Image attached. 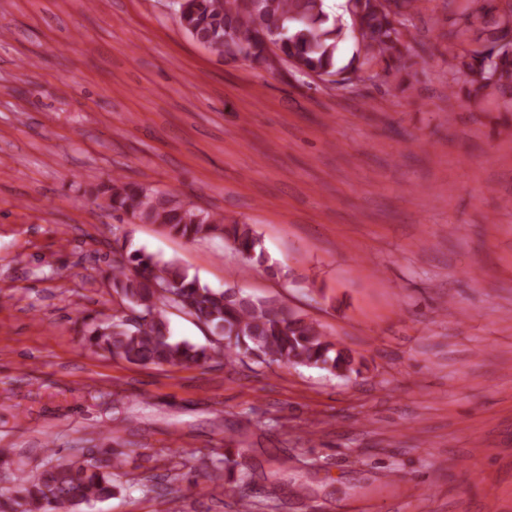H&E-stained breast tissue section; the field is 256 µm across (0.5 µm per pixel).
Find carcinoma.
I'll return each instance as SVG.
<instances>
[{"mask_svg":"<svg viewBox=\"0 0 512 512\" xmlns=\"http://www.w3.org/2000/svg\"><path fill=\"white\" fill-rule=\"evenodd\" d=\"M183 30L206 48L229 59L243 58L273 67L267 41L293 62L296 72L314 74L328 84L364 80L371 65L401 58L402 48L415 39L410 29L419 0H364L359 35L353 36L343 16L326 10L325 0H179ZM512 0H465L462 17L483 20L471 47L467 30L448 29V42L460 44L449 66V95L454 87L477 101L512 96ZM352 40L355 50L342 63L339 47ZM118 215L145 224H159L169 233L195 240L219 237L235 250L264 264L261 241L248 224H226L224 215L205 211L143 185L115 176L96 189ZM112 261V290L126 308L138 313L96 325L87 344L114 358L140 365H189L222 359L232 362L250 355L262 362L320 367L338 377L360 373L349 350L322 327L276 303L228 287L214 290L174 261L126 245ZM176 310L219 330L215 343L196 345L175 339L168 313ZM124 453L106 451L86 459L75 449L68 456L49 452L33 469L0 452V467L13 470L16 488L0 493V512H81L82 506L109 500L123 476Z\"/></svg>","mask_w":512,"mask_h":512,"instance_id":"cac0c4a2","label":"carcinoma"}]
</instances>
